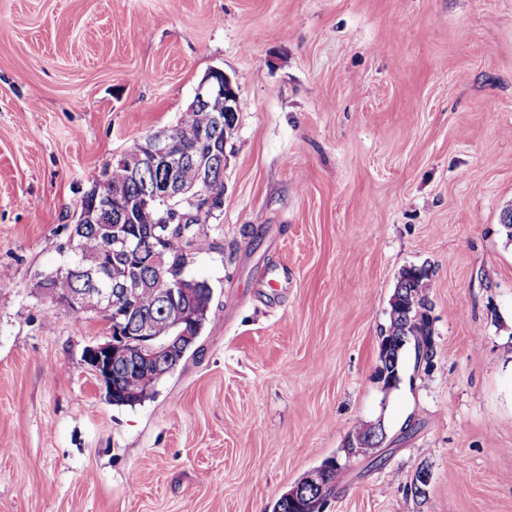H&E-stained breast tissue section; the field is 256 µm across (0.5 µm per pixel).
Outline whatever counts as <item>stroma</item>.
<instances>
[{
    "instance_id": "35a3bbf8",
    "label": "stroma",
    "mask_w": 512,
    "mask_h": 512,
    "mask_svg": "<svg viewBox=\"0 0 512 512\" xmlns=\"http://www.w3.org/2000/svg\"><path fill=\"white\" fill-rule=\"evenodd\" d=\"M244 103L186 360L135 407L83 361L108 325L33 292L81 197L210 69ZM512 0H0V512H512ZM429 368L373 375L407 267ZM382 422L383 463L345 458ZM427 468L424 495L410 485ZM338 464V460L336 461L335 457L329 458L321 463V465L317 467H322V471L325 474L326 481V490L323 496V499L317 500L313 504L314 508L318 509L317 512H323L328 504V498L334 494L336 483L338 482L342 472L341 468L336 466ZM303 483H305V486H303ZM319 488L322 492L325 489V486L323 485V475L320 469L315 468L304 476L299 487H296L288 492V497L282 495L274 503L272 512H295L297 507L294 506V504L290 501L296 504L298 501H302L303 499L307 498L305 493L307 490L313 491ZM289 497L290 501H288Z\"/></svg>"
}]
</instances>
